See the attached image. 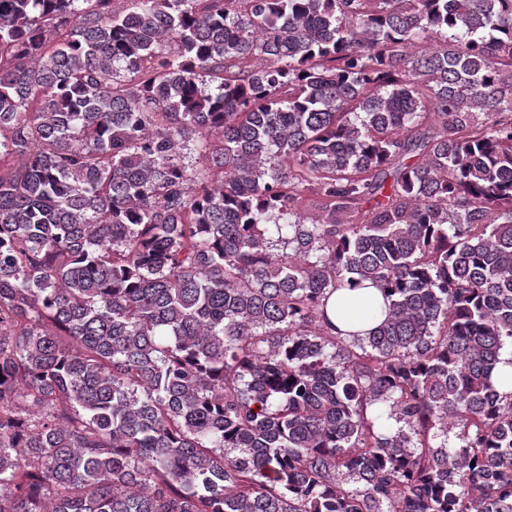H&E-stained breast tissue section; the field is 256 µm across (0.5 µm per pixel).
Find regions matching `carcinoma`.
<instances>
[{"mask_svg":"<svg viewBox=\"0 0 512 512\" xmlns=\"http://www.w3.org/2000/svg\"><path fill=\"white\" fill-rule=\"evenodd\" d=\"M126 2L0 0V512H512V0ZM382 302L381 294L374 288H360L354 291L343 289L337 291L330 301V304H335V309L340 314H336V316L330 314V317L336 327L342 331L367 330L375 324V321L369 320L372 310ZM345 321H348L349 324H346Z\"/></svg>","mask_w":512,"mask_h":512,"instance_id":"1","label":"carcinoma"}]
</instances>
